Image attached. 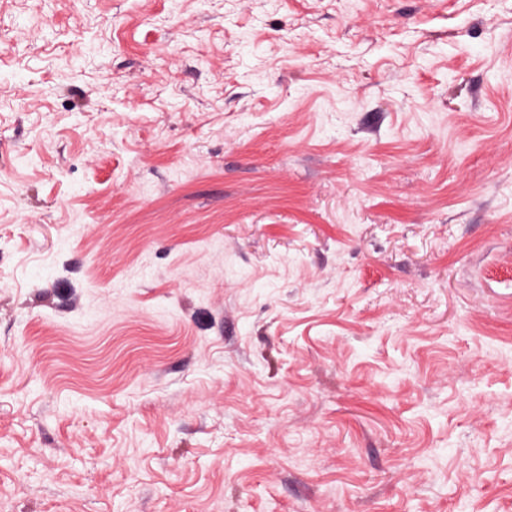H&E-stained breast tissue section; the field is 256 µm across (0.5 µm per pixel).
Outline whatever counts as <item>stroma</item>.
<instances>
[{
  "instance_id": "1",
  "label": "stroma",
  "mask_w": 512,
  "mask_h": 512,
  "mask_svg": "<svg viewBox=\"0 0 512 512\" xmlns=\"http://www.w3.org/2000/svg\"><path fill=\"white\" fill-rule=\"evenodd\" d=\"M0 512H512V0H0Z\"/></svg>"
}]
</instances>
